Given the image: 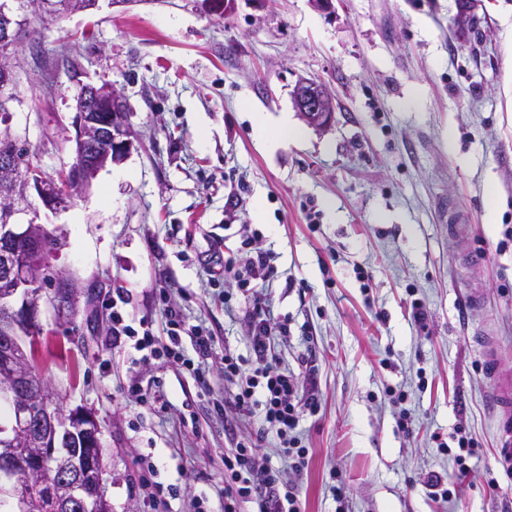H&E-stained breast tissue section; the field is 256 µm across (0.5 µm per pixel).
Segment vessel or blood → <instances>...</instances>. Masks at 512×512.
<instances>
[{
    "instance_id": "b4317fda",
    "label": "vessel or blood",
    "mask_w": 512,
    "mask_h": 512,
    "mask_svg": "<svg viewBox=\"0 0 512 512\" xmlns=\"http://www.w3.org/2000/svg\"><path fill=\"white\" fill-rule=\"evenodd\" d=\"M484 372L491 381L487 392L489 406L498 413L497 460L512 469V379L504 376L493 344L484 349Z\"/></svg>"
}]
</instances>
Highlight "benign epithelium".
Masks as SVG:
<instances>
[{
  "label": "benign epithelium",
  "instance_id": "1",
  "mask_svg": "<svg viewBox=\"0 0 512 512\" xmlns=\"http://www.w3.org/2000/svg\"><path fill=\"white\" fill-rule=\"evenodd\" d=\"M99 0H34L30 8L55 17L92 13ZM16 31L0 28V85L8 87L15 77ZM295 107L309 125H331L335 106L328 90L302 81L294 95ZM75 158L61 174L70 190L58 192L57 180L42 173L38 164H26L9 154L0 156V399L9 403L14 418L0 426V479L17 486L24 471L28 488L17 492V505L28 512L38 501L58 503L65 512H109L100 455L101 427L88 411L76 408L60 418L52 411L57 393L47 384H28L30 361L19 336L42 332L38 302L42 297L45 253L44 227L36 223L31 196L52 210L68 206L73 195L86 188L107 164L120 161L132 147L127 109L111 83H83L76 97ZM22 241L25 250H15ZM59 313L72 311L78 288L58 277ZM76 441L83 446L78 461L60 453L62 444Z\"/></svg>",
  "mask_w": 512,
  "mask_h": 512
}]
</instances>
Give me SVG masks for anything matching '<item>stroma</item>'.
<instances>
[{"label": "stroma", "mask_w": 512, "mask_h": 512, "mask_svg": "<svg viewBox=\"0 0 512 512\" xmlns=\"http://www.w3.org/2000/svg\"><path fill=\"white\" fill-rule=\"evenodd\" d=\"M470 4L475 27L461 25ZM512 0H99L94 14L34 21L16 49L11 126L47 175L74 156V95L84 78L121 93L134 147L91 187L37 222L65 245L52 270L79 290L57 315L40 306L34 363L64 409L98 419L112 512H224V454L233 439L214 399L224 354L250 355L252 304L216 280L273 252L262 289L285 325L282 367L315 368L320 408L298 430L309 448L294 469L268 434L259 450L297 490L301 512H506L512 473L494 460L483 339L512 372ZM324 85L336 119L303 126L292 91ZM288 114L299 139L271 147L262 114ZM471 217L467 245L448 209ZM485 254L472 266L466 252ZM478 289L484 303L471 308ZM126 321L167 334L168 313L213 339L202 377L165 358L141 363L112 340V299ZM424 320H417V310ZM164 396L142 404L130 386ZM406 391L410 430L387 389ZM476 453L458 475L453 450ZM449 452H440L438 442ZM176 488L150 503L143 461ZM457 482L456 496L427 480ZM344 483V499L334 488Z\"/></svg>", "instance_id": "stroma-1"}]
</instances>
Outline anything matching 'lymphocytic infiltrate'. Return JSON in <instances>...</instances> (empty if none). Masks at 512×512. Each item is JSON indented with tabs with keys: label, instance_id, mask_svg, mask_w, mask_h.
<instances>
[{
	"label": "lymphocytic infiltrate",
	"instance_id": "f902f5d3",
	"mask_svg": "<svg viewBox=\"0 0 512 512\" xmlns=\"http://www.w3.org/2000/svg\"><path fill=\"white\" fill-rule=\"evenodd\" d=\"M272 259L271 252L263 251L247 258L242 269H235L230 263L224 266L225 278L250 295L253 325L250 359L230 352L224 355V382L229 391L224 408L244 420H261L260 429L250 439L237 441L224 455V512H238L239 505L246 502L256 503L258 512H300L295 493L281 491L276 471L256 453L266 433L273 432L280 438L285 454L295 459L297 467H304L308 449L297 428L305 414L319 409L312 375L280 366L273 343L276 324L263 293L251 286L256 275H274ZM112 322L113 337L131 341L142 361L163 355L193 368V359L180 349L183 324L177 314L169 316V342L163 346L157 344L150 329L139 330L126 324L120 313H113Z\"/></svg>",
	"mask_w": 512,
	"mask_h": 512
}]
</instances>
